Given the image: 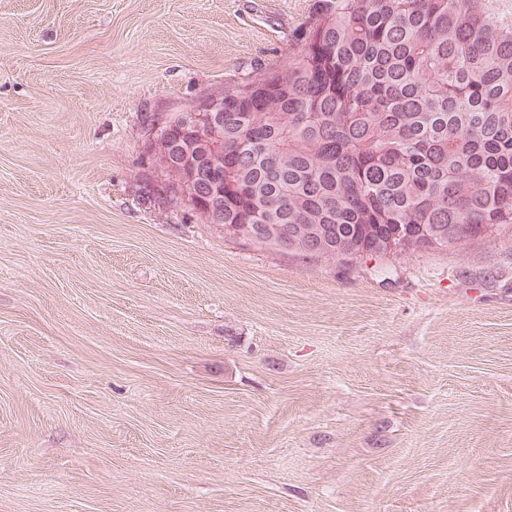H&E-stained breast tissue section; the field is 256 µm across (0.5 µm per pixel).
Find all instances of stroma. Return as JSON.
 Segmentation results:
<instances>
[{
    "label": "stroma",
    "instance_id": "1",
    "mask_svg": "<svg viewBox=\"0 0 512 512\" xmlns=\"http://www.w3.org/2000/svg\"><path fill=\"white\" fill-rule=\"evenodd\" d=\"M316 6L0 0V512H512V230L302 258L148 179Z\"/></svg>",
    "mask_w": 512,
    "mask_h": 512
}]
</instances>
